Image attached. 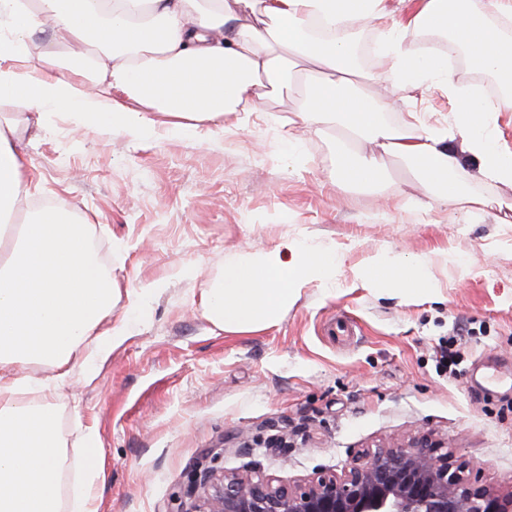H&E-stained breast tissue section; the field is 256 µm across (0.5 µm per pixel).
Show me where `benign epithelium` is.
<instances>
[{"label": "benign epithelium", "mask_w": 512, "mask_h": 512, "mask_svg": "<svg viewBox=\"0 0 512 512\" xmlns=\"http://www.w3.org/2000/svg\"><path fill=\"white\" fill-rule=\"evenodd\" d=\"M448 442L420 432L349 457L336 474L280 483L254 464L246 475H196L197 512H512L505 495L467 474Z\"/></svg>", "instance_id": "obj_1"}]
</instances>
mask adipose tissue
Wrapping results in <instances>:
<instances>
[{"label": "adipose tissue", "mask_w": 512, "mask_h": 512, "mask_svg": "<svg viewBox=\"0 0 512 512\" xmlns=\"http://www.w3.org/2000/svg\"><path fill=\"white\" fill-rule=\"evenodd\" d=\"M384 0H0V99L15 117L0 120V217L17 221L0 235V512H61L66 461L58 409L76 367L91 368L143 321L152 289L121 292L105 273L90 228L71 210L49 205L22 213L32 193L29 162L16 140L33 113H69L76 124L97 122L133 138L156 127L195 138L204 128L243 127L242 113L263 111L290 89L293 70L315 80L302 90L295 124L340 132L330 177L341 184L376 183L387 158L401 160L430 201L465 199L467 172L452 148L456 135L482 175L512 189V154L497 140V117L512 112V37L497 25L512 16V0H422L407 27L391 26L383 41L397 82L417 89L445 84L454 99L451 127L422 128L383 119L386 101L360 87L349 32L384 17ZM446 40V53L414 49L411 32ZM93 46L89 66L64 60L61 45ZM41 44L38 65L30 51ZM494 75L506 89L487 102L455 84L449 56ZM295 260L285 263L283 252ZM331 249L286 241L237 255L201 298L216 333H246L277 325L303 288L336 278ZM359 279L405 294L433 290L427 258L378 251ZM126 297L117 309V297ZM41 376L23 374L29 364Z\"/></svg>", "instance_id": "1"}]
</instances>
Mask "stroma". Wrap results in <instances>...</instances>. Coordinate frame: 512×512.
<instances>
[{"instance_id": "1", "label": "stroma", "mask_w": 512, "mask_h": 512, "mask_svg": "<svg viewBox=\"0 0 512 512\" xmlns=\"http://www.w3.org/2000/svg\"><path fill=\"white\" fill-rule=\"evenodd\" d=\"M353 35L364 85L384 93L390 124L451 123L447 88L397 84L373 51L378 25ZM295 106V96L278 97L243 130L191 141L161 129L136 141L94 124L77 134L63 112L23 135L37 185L24 210H74L121 289L164 284L140 331L92 373L73 375L76 401L58 411L64 496L81 484L89 430L104 467L99 512H186L196 469L256 462L292 484L419 430L447 439L478 483L512 491V390L467 379L512 370V224L495 221L512 190L479 174L460 135L465 190L484 208L419 205L395 158L384 183L337 186L328 177L336 130L289 125ZM291 134L292 156L281 146ZM287 239L332 244L335 283L304 288L273 328L213 333L199 298L226 259ZM379 249L432 258L433 293L405 297L357 279L354 268ZM178 267L191 276L173 278ZM450 340L463 360L455 379L434 355ZM273 436L286 440L287 458L269 451Z\"/></svg>"}]
</instances>
